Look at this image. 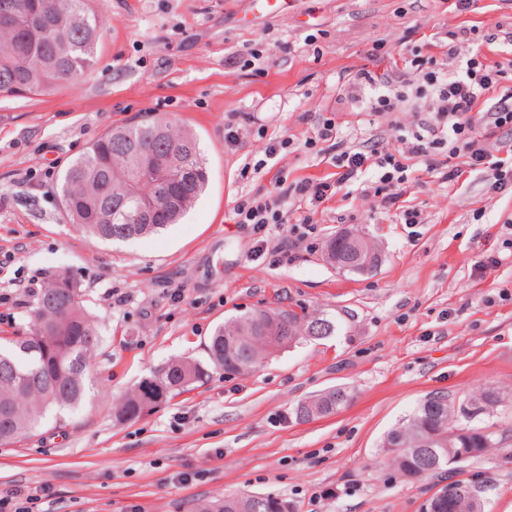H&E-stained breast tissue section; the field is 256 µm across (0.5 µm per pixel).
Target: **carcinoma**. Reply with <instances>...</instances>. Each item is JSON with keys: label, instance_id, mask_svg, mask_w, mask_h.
I'll return each instance as SVG.
<instances>
[{"label": "carcinoma", "instance_id": "obj_1", "mask_svg": "<svg viewBox=\"0 0 512 512\" xmlns=\"http://www.w3.org/2000/svg\"><path fill=\"white\" fill-rule=\"evenodd\" d=\"M88 0H0V94H37L61 84H76L94 65L106 24ZM208 181L197 137L161 117H147L112 129L73 160L60 176L61 202L71 224L105 242L123 243L158 233L178 223L195 204ZM346 272L364 275L378 262ZM339 326L322 312L252 311L219 326L210 338L208 363L179 359L144 379L118 408L124 420L150 413L210 378L213 371L244 375L270 354L300 339L333 336ZM102 342L97 321L87 312L80 284L53 277L33 295L31 318L11 336H0V445L33 433L49 412L80 405L86 398L90 362ZM342 386L330 388L295 408L307 422L335 413L351 401ZM448 395L426 397L386 436L383 448L406 478L447 477L429 500L431 512H483L479 496H460L448 505V490L464 484L483 486L478 476L454 478L448 466L455 448L468 449L471 462L497 437L475 425L502 406L494 390L446 403ZM477 410L467 417L455 407ZM466 432L455 434L459 426ZM198 512H289L288 503L270 494L226 496L200 505Z\"/></svg>", "mask_w": 512, "mask_h": 512}]
</instances>
